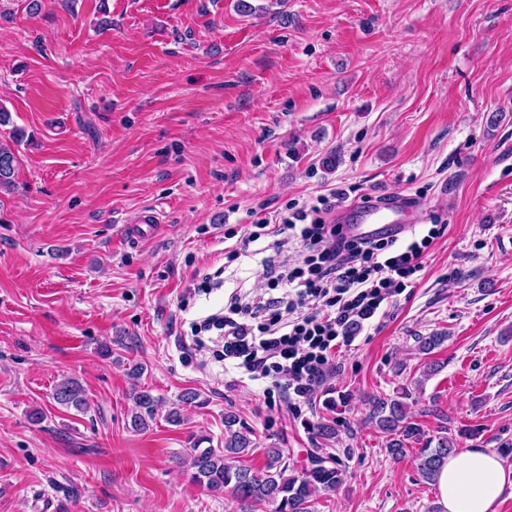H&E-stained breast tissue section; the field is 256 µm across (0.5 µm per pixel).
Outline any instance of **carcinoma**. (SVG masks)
<instances>
[{
    "instance_id": "obj_1",
    "label": "carcinoma",
    "mask_w": 512,
    "mask_h": 512,
    "mask_svg": "<svg viewBox=\"0 0 512 512\" xmlns=\"http://www.w3.org/2000/svg\"><path fill=\"white\" fill-rule=\"evenodd\" d=\"M17 157L6 145H0V189L15 186L14 176ZM54 401L65 407L81 410L86 405L82 385L73 378L63 379L55 385ZM139 411L130 419L133 431H143L148 427L147 419L153 416L156 398L148 390L134 395ZM370 419L389 438L388 453L402 457L408 443L424 442L418 457L417 470L421 477L433 482L447 461L448 456L459 447V441L447 435L436 440L423 441L424 431L408 419L405 405L396 399L374 397L370 400ZM252 432L239 425L232 414L224 416V447H194L189 467L193 482L218 492L226 488L240 499L256 506L272 504L275 512H314L313 504L318 490L333 491L341 483V471L327 467V460L320 458L317 467L299 477L287 474L288 465L283 462L280 448L267 449V462L264 470L254 471L245 465L236 464V459L248 454L254 447Z\"/></svg>"
}]
</instances>
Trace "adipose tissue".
Listing matches in <instances>:
<instances>
[{"mask_svg": "<svg viewBox=\"0 0 512 512\" xmlns=\"http://www.w3.org/2000/svg\"><path fill=\"white\" fill-rule=\"evenodd\" d=\"M436 484L445 512H495L512 489V467L494 450L467 448L449 455Z\"/></svg>", "mask_w": 512, "mask_h": 512, "instance_id": "ef3b65f1", "label": "adipose tissue"}]
</instances>
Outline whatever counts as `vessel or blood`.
Here are the masks:
<instances>
[{"label":"vessel or blood","instance_id":"obj_1","mask_svg":"<svg viewBox=\"0 0 512 512\" xmlns=\"http://www.w3.org/2000/svg\"><path fill=\"white\" fill-rule=\"evenodd\" d=\"M419 217L401 198L356 205L352 224L346 225V234L354 239L367 241L381 237L400 238L410 232Z\"/></svg>","mask_w":512,"mask_h":512}]
</instances>
